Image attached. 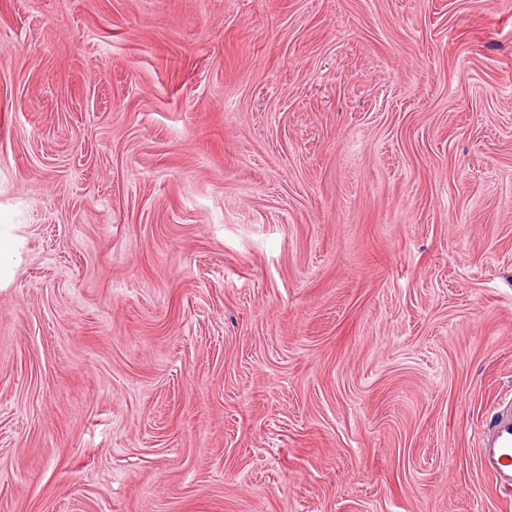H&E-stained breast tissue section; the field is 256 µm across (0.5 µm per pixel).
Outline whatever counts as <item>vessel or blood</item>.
Returning <instances> with one entry per match:
<instances>
[{"mask_svg": "<svg viewBox=\"0 0 512 512\" xmlns=\"http://www.w3.org/2000/svg\"><path fill=\"white\" fill-rule=\"evenodd\" d=\"M478 454L482 470L499 491L512 493V395L497 405L488 424L480 426Z\"/></svg>", "mask_w": 512, "mask_h": 512, "instance_id": "b4317fda", "label": "vessel or blood"}]
</instances>
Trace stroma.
I'll list each match as a JSON object with an SVG mask.
<instances>
[{
  "label": "stroma",
  "instance_id": "stroma-1",
  "mask_svg": "<svg viewBox=\"0 0 512 512\" xmlns=\"http://www.w3.org/2000/svg\"><path fill=\"white\" fill-rule=\"evenodd\" d=\"M512 0H0V512H512ZM478 454L481 469L499 491L512 493V395L493 411L489 423L478 429Z\"/></svg>",
  "mask_w": 512,
  "mask_h": 512
}]
</instances>
